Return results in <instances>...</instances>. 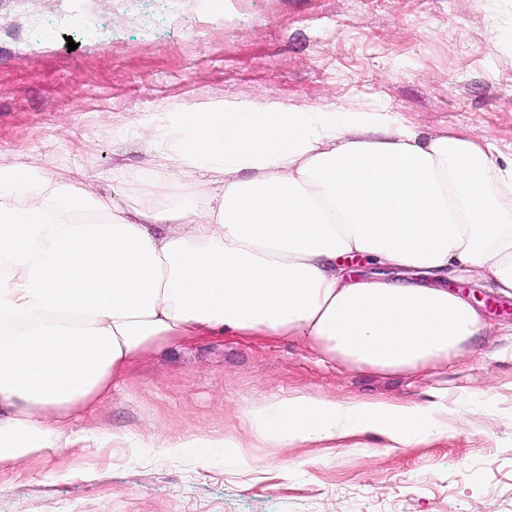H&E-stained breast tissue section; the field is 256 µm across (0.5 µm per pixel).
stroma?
I'll use <instances>...</instances> for the list:
<instances>
[{
  "instance_id": "obj_1",
  "label": "stroma",
  "mask_w": 512,
  "mask_h": 512,
  "mask_svg": "<svg viewBox=\"0 0 512 512\" xmlns=\"http://www.w3.org/2000/svg\"><path fill=\"white\" fill-rule=\"evenodd\" d=\"M55 25L42 39L24 16ZM0 0V165L162 201L132 126L201 101L397 112L430 134L467 126L512 155V0ZM75 49H68V42ZM488 324L448 364L347 368L303 342L216 337L145 353L74 442L0 475V512H512V299L468 274ZM306 395L434 406L442 433L377 432L267 447L266 402Z\"/></svg>"
}]
</instances>
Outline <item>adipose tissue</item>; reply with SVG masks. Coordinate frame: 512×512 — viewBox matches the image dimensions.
Masks as SVG:
<instances>
[{
  "label": "adipose tissue",
  "mask_w": 512,
  "mask_h": 512,
  "mask_svg": "<svg viewBox=\"0 0 512 512\" xmlns=\"http://www.w3.org/2000/svg\"><path fill=\"white\" fill-rule=\"evenodd\" d=\"M168 206L0 166V472L57 448L144 353L228 334L293 337L349 367L448 362L486 327L460 294L350 277L343 259L462 270L512 297V157L467 128L392 112L199 103L142 123ZM268 447L441 430L420 404L270 401Z\"/></svg>",
  "instance_id": "1"
}]
</instances>
